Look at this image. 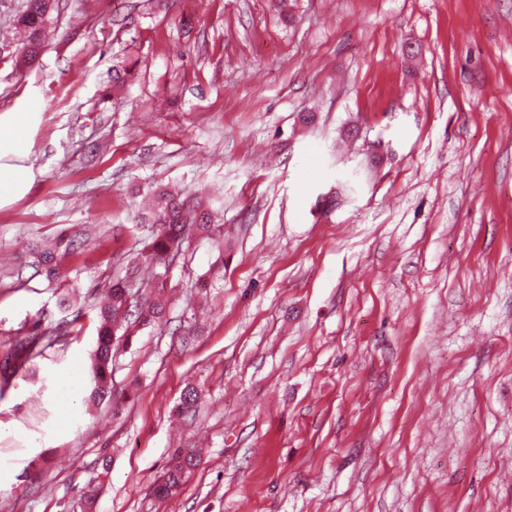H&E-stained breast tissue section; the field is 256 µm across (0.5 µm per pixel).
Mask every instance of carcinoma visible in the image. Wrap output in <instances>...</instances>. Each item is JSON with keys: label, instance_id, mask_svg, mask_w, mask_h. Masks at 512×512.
Wrapping results in <instances>:
<instances>
[{"label": "carcinoma", "instance_id": "carcinoma-1", "mask_svg": "<svg viewBox=\"0 0 512 512\" xmlns=\"http://www.w3.org/2000/svg\"><path fill=\"white\" fill-rule=\"evenodd\" d=\"M56 8L57 0H23L20 9L23 17L12 20L14 29L24 36L23 46L17 49L23 57L32 58L37 54ZM200 218L201 223L193 224L180 198L163 187L153 188L152 204L145 221L156 225V230L152 232L146 248L151 261L163 268L159 274L161 280L154 286L145 285L138 280L136 267L129 265L124 275L112 279V284L106 288L104 301L92 306L91 311L95 312L98 322L97 347L90 376L93 398L103 400L112 394L114 353L119 345L129 344L132 329L164 324L167 295L162 277L168 272L170 262L180 253L191 230H211L212 225L207 223L206 213H201ZM85 247L84 241L62 229L57 232L52 245L35 244L31 251L35 265L52 280L64 262L82 255ZM81 313L82 309L79 308L71 321L47 327L37 320L27 334L11 341L8 347L0 351V385H9L11 378L34 361L45 345L60 343L73 335L74 325ZM197 401L196 387L187 384L177 412L188 414L194 411ZM200 462L201 457L195 451L188 448L175 449L164 476L153 486L155 497L163 499L175 493L186 475Z\"/></svg>", "mask_w": 512, "mask_h": 512}]
</instances>
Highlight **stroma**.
<instances>
[{"label": "stroma", "mask_w": 512, "mask_h": 512, "mask_svg": "<svg viewBox=\"0 0 512 512\" xmlns=\"http://www.w3.org/2000/svg\"><path fill=\"white\" fill-rule=\"evenodd\" d=\"M59 0L35 61L0 55V343L154 267L132 185L218 235L169 269L113 404L92 318L0 395V512H512V0ZM84 255L56 282L36 240ZM195 418L177 414L186 384ZM200 465L151 487L173 449ZM86 244L76 235L72 236L67 229L57 232L51 246H41L38 243L31 248L34 262L41 268L48 279L58 275L61 266L66 260L80 256L84 253Z\"/></svg>", "instance_id": "obj_1"}]
</instances>
